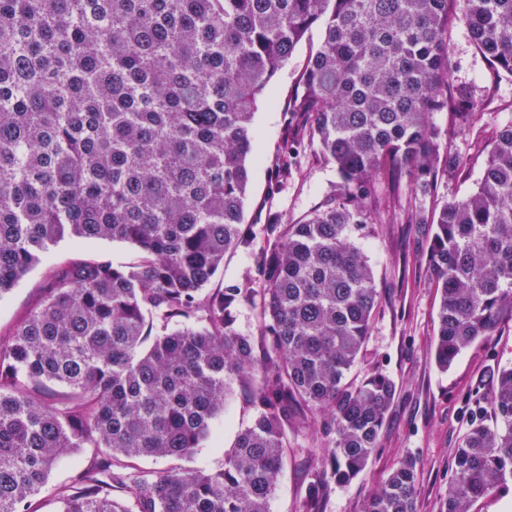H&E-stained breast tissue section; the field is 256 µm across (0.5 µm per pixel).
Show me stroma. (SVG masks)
Masks as SVG:
<instances>
[{"label": "stroma", "mask_w": 512, "mask_h": 512, "mask_svg": "<svg viewBox=\"0 0 512 512\" xmlns=\"http://www.w3.org/2000/svg\"><path fill=\"white\" fill-rule=\"evenodd\" d=\"M322 37L315 25L296 46L272 81L273 101L261 104L254 123L260 136L256 158L250 166L249 197L245 207V232L252 247L264 244L261 226L270 217L289 221L303 216L323 199V192L336 179V170L321 156L317 146L302 147L284 179H277L273 161L283 153L287 139L288 101L302 86L308 57ZM449 85L467 88L477 108L466 127H458L450 113L437 112L433 121L448 133L453 151L462 162L460 174L441 175L438 200L467 194L479 178L486 148L504 125L512 122V76L491 68L473 47L465 26H457L449 41ZM279 190H272V182ZM382 207L376 214L374 233L361 240L381 289V296L364 357L352 367L348 380L360 384L368 370L378 369L396 383L397 392L383 427L380 446L364 471L346 484L331 487L323 512H362L368 493L384 482L407 457L416 462V512H441L453 478L452 463L466 431V409L473 397L487 393L493 367L512 361V321L499 325L494 336L463 352L445 372L434 362L433 341L437 326L439 294L427 269L426 239L409 221L412 199L404 182L378 177L373 185ZM251 249H237L224 256V269L212 287L244 282L251 274ZM133 245L100 241L81 248L67 239L54 247V262L76 257H100L113 264L128 263L135 256ZM43 267L29 272L12 291L0 298V332H7L14 319L25 312L44 285ZM251 410L242 396L231 398L220 417L217 433L204 440L199 451L182 459L181 467L215 471L224 464L237 432L247 426ZM317 429L290 440L285 466L269 501V512H304L306 487L320 459L313 448L319 442ZM90 448L62 456L46 485L35 496L39 512H55L57 491L71 484L91 462Z\"/></svg>", "instance_id": "1"}]
</instances>
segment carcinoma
Here are the masks:
<instances>
[{
	"instance_id": "cac0c4a2",
	"label": "carcinoma",
	"mask_w": 512,
	"mask_h": 512,
	"mask_svg": "<svg viewBox=\"0 0 512 512\" xmlns=\"http://www.w3.org/2000/svg\"><path fill=\"white\" fill-rule=\"evenodd\" d=\"M315 23L276 167L307 142L338 181L301 220L261 225L263 287L211 290L226 252L250 247L255 113ZM459 24L512 76V0H0V298L45 265L38 301L0 334V512H37L59 457L87 446L101 461L57 512H269L284 448L313 425L306 512H321L379 447L396 392L377 371L347 381L380 298L355 237L373 230L382 173L406 181L428 238L437 366L512 320V123L466 196L424 206L439 172L461 168L433 114L465 125L477 105L448 85ZM65 239L127 242L138 258L54 264ZM244 303L255 333L235 325ZM489 378L442 512L512 486V364ZM232 382L253 417L222 468L137 464L196 453ZM415 497L406 458L363 512H415Z\"/></svg>"
}]
</instances>
